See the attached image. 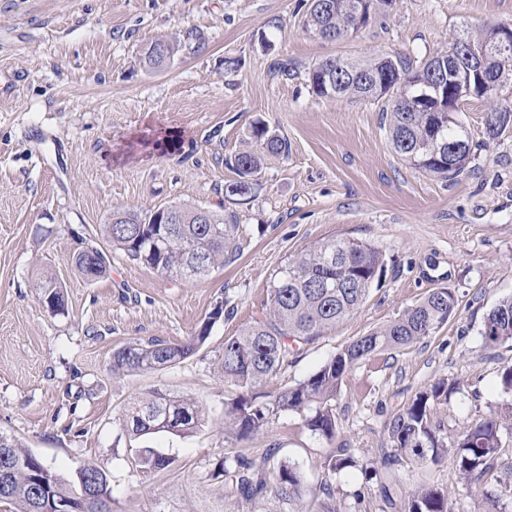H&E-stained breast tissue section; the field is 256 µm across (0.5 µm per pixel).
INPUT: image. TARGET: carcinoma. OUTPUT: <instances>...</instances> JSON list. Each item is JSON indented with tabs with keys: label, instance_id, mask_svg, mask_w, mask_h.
<instances>
[{
	"label": "carcinoma",
	"instance_id": "1",
	"mask_svg": "<svg viewBox=\"0 0 512 512\" xmlns=\"http://www.w3.org/2000/svg\"><path fill=\"white\" fill-rule=\"evenodd\" d=\"M395 0H319L308 8L306 26L322 39L336 41L364 27L375 14L386 15ZM492 28L469 31L461 37L463 46L448 63V51L424 58L413 66L400 57L378 54L362 61L327 58L309 72V82L316 96L327 97L323 77L336 78L334 98H388V132L394 150L415 168L445 179L458 177L470 162L471 151L453 156V162L435 151L422 138L434 128L446 143L468 135L458 121H448L447 90L455 87L470 68L475 55L485 48ZM387 61L389 85L383 88L362 85L357 73L374 70L380 61ZM512 78V62L492 67L493 89L483 94L490 98L505 79ZM426 100L415 106V96ZM496 106L487 113V132L496 137L509 126L505 109ZM253 135L261 142L263 153L241 152L234 158L237 179L224 185L227 198L241 201L251 198L256 189L253 176L262 164V154L287 155L288 140L271 133L265 126L253 127ZM174 224L155 223V212L127 209L123 223L103 225L105 238L115 250L144 263L153 270L171 277L193 279L206 275L212 268L232 258L238 249L240 225L233 213L209 212L210 223H200L199 208L172 205ZM75 268L85 279L94 281L111 265L110 256L90 245L88 250L73 256ZM383 267L378 248L354 238H333L322 241L285 262L270 282L267 306L262 317L224 340L220 358L224 380L233 383L238 396L225 409L224 419L244 438L266 429L272 416L280 412L308 411L307 428L315 434L333 436L336 417L332 401L340 389L348 369L358 361L382 349H398L416 343L442 327L456 305L455 294L447 288L430 291L421 301L408 307L398 318L366 336L344 346L333 358L307 380L293 388L262 394L256 389L300 351V346L357 311L366 300L372 282ZM208 327L184 343L160 339L130 343L112 353V372L127 374L157 371L176 365L191 357L207 339ZM483 341L494 348L512 343V297L501 300L487 315ZM450 387L438 380L415 398L389 422L387 433L394 452L388 464H410L424 469L438 462L448 448L455 449L456 465L463 481L476 485L482 481L491 461L502 447L503 432L509 424L496 415L472 423L456 439L436 434L432 424L434 407L447 399ZM204 422L199 401L190 396L171 395L153 390L132 409L125 424L131 434L141 437L152 434L184 436L197 432ZM12 468L8 492L0 501L13 506L15 512H32L40 501H70L77 492L67 487L53 471L42 470L39 458L22 448L15 439L7 438ZM273 453L259 463L236 461L230 466L221 461L219 475L232 485L236 493L251 504H278L266 512H307L300 504L302 477L297 466L280 462L271 464ZM138 460L152 469L163 470L171 460L152 448L138 450ZM401 512H452L448 492L431 484L409 488Z\"/></svg>",
	"mask_w": 512,
	"mask_h": 512
}]
</instances>
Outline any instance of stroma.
<instances>
[{
  "mask_svg": "<svg viewBox=\"0 0 512 512\" xmlns=\"http://www.w3.org/2000/svg\"><path fill=\"white\" fill-rule=\"evenodd\" d=\"M307 0H0V434L75 480L88 462L108 476L112 512H254L215 472L224 455L261 460L268 449L295 464L311 512H391L417 475L388 466L389 420L429 384L455 390L433 420L454 436L479 418L512 417L500 386L512 344L486 348L484 321L512 296V128L486 132L495 99L471 98L457 117L472 159L456 180L414 169L393 149L384 100L324 99L309 70L329 57L402 55L413 64L448 49L464 29L512 21V0H396L387 16L328 42L303 25ZM281 21L270 27V19ZM179 41L171 63L149 69L153 41ZM288 63L287 72L274 70ZM287 138V157H266L257 190L225 197L236 153L257 149L256 122ZM178 203L240 224L239 250L205 277L182 281L109 250L94 282L70 262L112 211ZM353 237L378 247L384 269L363 305L290 355L264 391L297 386L343 346L393 321L435 288L455 292L448 321L408 347L353 365L334 401L336 434L309 431L300 412L241 439L224 427L238 393L224 381V341L250 325L275 271L315 243ZM62 285L65 310L43 307L44 280ZM224 317L207 325L209 313ZM207 330L199 350L156 372L116 375L115 349ZM160 388L197 398L204 426L185 436L135 437L126 414ZM171 457L163 470L136 451ZM344 450L352 467L332 472ZM453 512H512V433L482 485L459 477L454 453L429 468Z\"/></svg>",
  "mask_w": 512,
  "mask_h": 512,
  "instance_id": "obj_1",
  "label": "stroma"
}]
</instances>
